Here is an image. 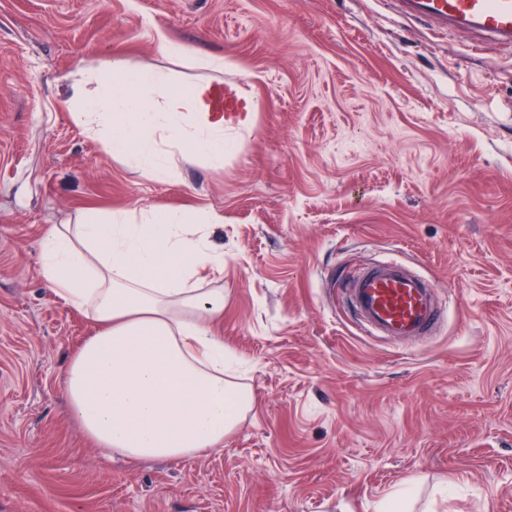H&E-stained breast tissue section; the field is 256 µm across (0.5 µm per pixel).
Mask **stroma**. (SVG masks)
Instances as JSON below:
<instances>
[{"instance_id":"1","label":"stroma","mask_w":512,"mask_h":512,"mask_svg":"<svg viewBox=\"0 0 512 512\" xmlns=\"http://www.w3.org/2000/svg\"><path fill=\"white\" fill-rule=\"evenodd\" d=\"M179 44L171 56L163 42ZM219 84L223 164L157 180L107 153L73 85L113 60ZM223 60V68L212 60ZM212 211V324L254 394L222 448L108 457L69 415L95 332L42 275L51 225ZM388 254L450 299L409 344L342 281ZM512 512V50L384 0H0V512Z\"/></svg>"}]
</instances>
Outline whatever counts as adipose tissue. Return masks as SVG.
Segmentation results:
<instances>
[{"instance_id": "1", "label": "adipose tissue", "mask_w": 512, "mask_h": 512, "mask_svg": "<svg viewBox=\"0 0 512 512\" xmlns=\"http://www.w3.org/2000/svg\"><path fill=\"white\" fill-rule=\"evenodd\" d=\"M72 105L110 154L156 179L168 177L175 152L224 161V127L206 118L223 111L222 88H178L162 72L116 60L96 93L74 89ZM222 221L215 213L86 214L46 233L45 280L97 325L62 381L71 415L104 452L194 457L222 446L252 408V392L225 377L232 358L211 327L224 291L198 285L224 255L196 229Z\"/></svg>"}]
</instances>
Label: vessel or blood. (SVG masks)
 Returning a JSON list of instances; mask_svg holds the SVG:
<instances>
[{
  "instance_id": "vessel-or-blood-1",
  "label": "vessel or blood",
  "mask_w": 512,
  "mask_h": 512,
  "mask_svg": "<svg viewBox=\"0 0 512 512\" xmlns=\"http://www.w3.org/2000/svg\"><path fill=\"white\" fill-rule=\"evenodd\" d=\"M405 18L462 31L478 47L512 45V0H386ZM360 328L393 341L434 334L445 317L435 283L403 258L389 257L346 285Z\"/></svg>"
}]
</instances>
